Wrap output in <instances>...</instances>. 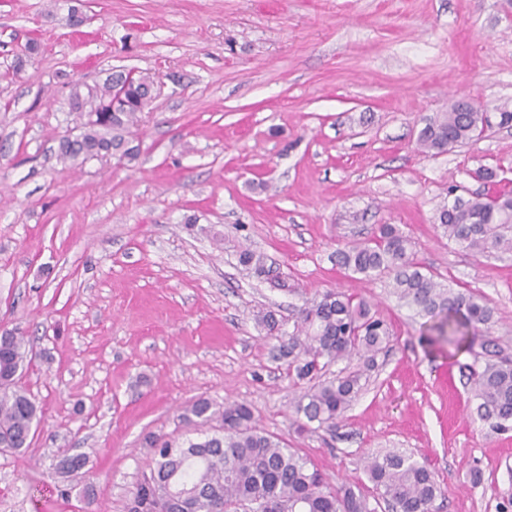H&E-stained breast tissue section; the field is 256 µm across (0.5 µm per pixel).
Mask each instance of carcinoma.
<instances>
[{"instance_id": "obj_1", "label": "carcinoma", "mask_w": 512, "mask_h": 512, "mask_svg": "<svg viewBox=\"0 0 512 512\" xmlns=\"http://www.w3.org/2000/svg\"><path fill=\"white\" fill-rule=\"evenodd\" d=\"M157 85L156 76L139 71L131 79L112 73L104 83L70 95V111L79 113L82 132L61 138L58 157L85 163L109 158L119 164L137 160L140 146L128 138L136 115L148 106L145 96ZM489 125L487 113L473 105L450 109L426 119L417 144L421 152L440 154L482 138ZM474 176L492 190L468 199L454 197L439 210L437 229L458 247L478 254L512 252V188L509 179L489 168ZM239 263L259 279L274 270L266 258L250 249ZM340 268L374 279L390 278L391 293L416 314L440 322L432 327L448 344L461 347L469 331L488 329L492 309L472 292L456 291L434 279L416 258V245L393 224H381L370 239L352 242L336 251ZM391 329L371 313L369 304L352 294L326 291L300 311L296 330L280 345L300 380L310 386L294 401L301 420L298 430L315 423L327 430L362 391L377 357L386 354ZM485 360L471 367V394L481 421L496 434L512 431V358L493 340L484 342ZM358 357L353 368L332 377L325 369ZM32 358L28 340L14 330L0 334V448L18 451L30 447L38 407L20 385V374ZM183 418L199 429H220L203 440L178 444L155 434L146 437L154 465L134 493L130 512H253L257 502L267 512H376L371 501H383L393 512H434L440 485L428 466L411 454L391 451L368 459L364 473L372 494L349 484L332 486L320 471L279 438L252 425L251 408L244 403L194 400ZM86 457L65 454L55 473L68 477L83 468Z\"/></svg>"}]
</instances>
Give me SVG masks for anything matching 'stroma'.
Returning <instances> with one entry per match:
<instances>
[{
  "label": "stroma",
  "mask_w": 512,
  "mask_h": 512,
  "mask_svg": "<svg viewBox=\"0 0 512 512\" xmlns=\"http://www.w3.org/2000/svg\"><path fill=\"white\" fill-rule=\"evenodd\" d=\"M39 51L15 69L29 42ZM159 93L125 166L57 158L78 131L71 89L116 69ZM512 106V0H0V331L35 357L21 384L40 421L0 453V512H128L155 433L198 440V397L251 406L254 425L332 485H364V459L397 449L435 471L437 512H497L512 498V433L477 417L463 348L334 255L397 225L437 281L482 295L512 354V253L475 255L435 229L449 187L483 192L512 168V127L439 155L426 118L458 96ZM264 254L280 279L240 266ZM329 290L370 302L391 349L330 431L298 432L302 392L278 347L299 307ZM274 310L270 336L255 314ZM87 465L61 495L62 449Z\"/></svg>",
  "instance_id": "stroma-1"
}]
</instances>
